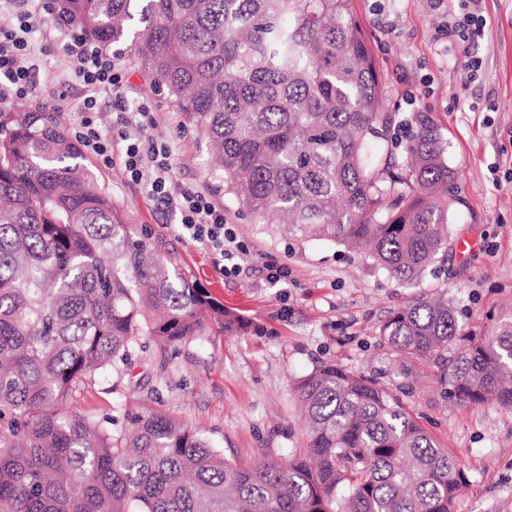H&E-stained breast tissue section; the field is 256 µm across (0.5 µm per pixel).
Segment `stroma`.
<instances>
[{
  "mask_svg": "<svg viewBox=\"0 0 512 512\" xmlns=\"http://www.w3.org/2000/svg\"><path fill=\"white\" fill-rule=\"evenodd\" d=\"M354 8L380 67L386 111L400 118L428 113L447 143L448 165L457 175L447 259L406 285L363 254L327 241L291 240L252 223L218 191L205 138L165 89L155 87L131 54L114 55L128 77V104L145 99L152 107L151 134L171 148L173 182L197 186L222 207L247 248L240 273L220 275L214 255L182 236L177 203L160 202L145 183L127 181L120 137L112 139L111 166L86 154L95 183L177 273L249 327L236 336L213 331L174 351L148 342L116 392L91 385L72 402L98 419L160 411L213 440L225 458L249 462L306 446L295 386L332 362L396 394L458 458L470 483L456 512H512V409L457 400L443 381V361L401 360L377 332L390 311L441 290L462 325L488 329L512 317V0H481L486 25L466 42L444 34L460 13L458 0H354ZM70 39V31L41 23L34 34L37 90L7 104V111L44 109L75 133L85 91L71 77ZM46 44L51 50L45 54ZM271 265L285 267L287 277L270 283Z\"/></svg>",
  "mask_w": 512,
  "mask_h": 512,
  "instance_id": "1",
  "label": "stroma"
}]
</instances>
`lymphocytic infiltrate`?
<instances>
[{
  "label": "lymphocytic infiltrate",
  "mask_w": 512,
  "mask_h": 512,
  "mask_svg": "<svg viewBox=\"0 0 512 512\" xmlns=\"http://www.w3.org/2000/svg\"><path fill=\"white\" fill-rule=\"evenodd\" d=\"M19 20L17 28L0 30V105L26 97L31 93L32 75L36 68L31 47L34 15L54 16L51 0H10ZM65 52L70 59L72 75L85 86L91 87L92 96L83 99L77 139L104 164L112 162V143L99 129V115L95 92L112 93L116 108L112 114V126L126 132L135 126L139 135L125 139L124 171L131 181H140L144 170L155 173L149 192L159 199L178 193L180 198L181 229L189 240L217 255L233 258L243 252L232 228L224 219L223 209L217 207L208 196L192 185L173 187L169 178L170 152L165 143L145 137L144 131L154 126L155 119L147 104L129 110L125 103V76L111 58L99 48L81 37H72Z\"/></svg>",
  "instance_id": "1"
}]
</instances>
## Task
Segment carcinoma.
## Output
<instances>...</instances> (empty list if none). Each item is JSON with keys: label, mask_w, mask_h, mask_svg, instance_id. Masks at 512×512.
<instances>
[{"label": "carcinoma", "mask_w": 512, "mask_h": 512, "mask_svg": "<svg viewBox=\"0 0 512 512\" xmlns=\"http://www.w3.org/2000/svg\"><path fill=\"white\" fill-rule=\"evenodd\" d=\"M104 48H131L207 139L256 224L367 251L402 284L448 255L455 173L430 117L402 171L371 154L395 116L353 0H60ZM49 112L0 111V512H455L469 478L399 399L329 363L301 379L308 446L240 464L159 412L92 418L82 386L128 374L144 338L177 348L245 324L178 276L91 187ZM379 336L446 359L453 397L512 408V319L459 326L446 295Z\"/></svg>", "instance_id": "1"}]
</instances>
